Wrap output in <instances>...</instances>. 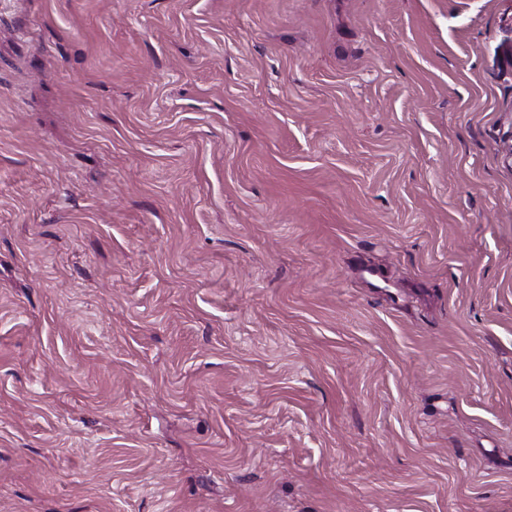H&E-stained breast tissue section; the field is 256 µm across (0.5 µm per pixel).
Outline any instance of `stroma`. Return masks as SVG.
I'll list each match as a JSON object with an SVG mask.
<instances>
[{
	"mask_svg": "<svg viewBox=\"0 0 512 512\" xmlns=\"http://www.w3.org/2000/svg\"><path fill=\"white\" fill-rule=\"evenodd\" d=\"M512 0H0V512H512Z\"/></svg>",
	"mask_w": 512,
	"mask_h": 512,
	"instance_id": "35a3bbf8",
	"label": "stroma"
}]
</instances>
